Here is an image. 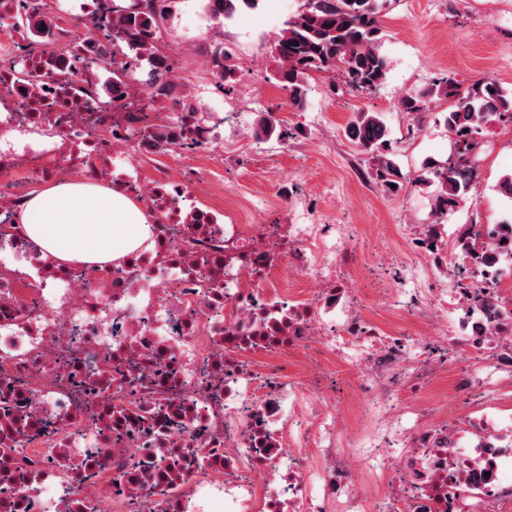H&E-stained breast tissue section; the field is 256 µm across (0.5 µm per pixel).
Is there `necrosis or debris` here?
I'll return each mask as SVG.
<instances>
[{
	"instance_id": "1",
	"label": "necrosis or debris",
	"mask_w": 512,
	"mask_h": 512,
	"mask_svg": "<svg viewBox=\"0 0 512 512\" xmlns=\"http://www.w3.org/2000/svg\"><path fill=\"white\" fill-rule=\"evenodd\" d=\"M49 15L35 31L26 15ZM112 0H0V512H512V433L478 409L387 412L414 355L432 368L456 301L473 348L512 375V245L473 224L443 236L418 225L417 251L448 267L461 244L500 278L411 288L432 333L421 351L370 328L346 285L355 255L341 224L252 223L224 206L217 174L194 150H222L221 113L181 124L147 83L113 90L96 67ZM175 127L173 166L145 135ZM78 171L138 203L155 243L130 261L63 268L16 215L32 184ZM306 279L303 297L271 280ZM298 351L359 366L369 428L340 436L319 375L292 383ZM386 484L368 503L370 476Z\"/></svg>"
}]
</instances>
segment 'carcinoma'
Masks as SVG:
<instances>
[{"label": "carcinoma", "mask_w": 512, "mask_h": 512, "mask_svg": "<svg viewBox=\"0 0 512 512\" xmlns=\"http://www.w3.org/2000/svg\"><path fill=\"white\" fill-rule=\"evenodd\" d=\"M167 0H149V9L140 15L117 19L127 25L125 36L117 37L120 50L137 46L136 38L165 17ZM256 0H207L215 19H230ZM380 20L377 0H305L299 13L290 18L271 43V54L278 64L277 80L288 94L289 104L304 107L309 78L316 72L339 69L352 88L363 91L381 86L387 79L389 64L380 51ZM442 96L452 102L445 116L455 143L448 161L426 162L437 185L433 209L437 214L462 200L475 173L474 154L479 129L491 122L512 121V93L495 81L485 80L476 89L462 93L445 81L422 94L403 97L399 106L408 114L426 111L430 100ZM262 131L269 137L288 140V128L274 117L263 119ZM348 136L371 162V176L387 190L400 185L401 171L392 159L387 128L374 112H359L348 126Z\"/></svg>", "instance_id": "obj_1"}]
</instances>
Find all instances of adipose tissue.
Listing matches in <instances>:
<instances>
[{
	"mask_svg": "<svg viewBox=\"0 0 512 512\" xmlns=\"http://www.w3.org/2000/svg\"><path fill=\"white\" fill-rule=\"evenodd\" d=\"M18 222L29 238L65 263H109L151 245L135 201L82 180L55 181L31 192Z\"/></svg>",
	"mask_w": 512,
	"mask_h": 512,
	"instance_id": "ef3b65f1",
	"label": "adipose tissue"
}]
</instances>
